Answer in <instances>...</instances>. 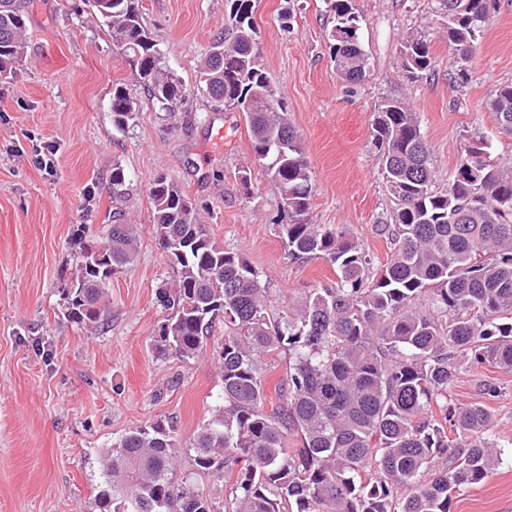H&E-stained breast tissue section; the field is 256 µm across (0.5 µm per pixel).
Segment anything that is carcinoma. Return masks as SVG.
<instances>
[{
	"label": "carcinoma",
	"mask_w": 512,
	"mask_h": 512,
	"mask_svg": "<svg viewBox=\"0 0 512 512\" xmlns=\"http://www.w3.org/2000/svg\"><path fill=\"white\" fill-rule=\"evenodd\" d=\"M148 100L166 112L185 96L144 24L139 0H87ZM225 36L199 66L198 91L220 112L238 108L251 134L254 164L288 217V258L327 259L336 283L274 306L259 271L241 251L216 243L195 203L174 179L148 183L159 246L176 271L161 292L166 315L153 342L161 356L190 360L224 322L219 352L223 389L213 415L190 442L195 470L227 475L228 512H450L452 495L490 477L501 464L490 435L491 381L477 400L452 388L475 366L512 368V156L494 157L471 137L448 187L437 171L417 114L402 99L374 107L372 143L395 207L375 225L393 245L382 269L344 227L310 221L312 172L302 138L288 120L259 61L254 0H226ZM337 78L359 84L369 58L359 38L355 0H324ZM456 78L470 60L496 0H436ZM25 0H0V77L26 48ZM400 59L407 78L431 70L425 36L407 33ZM112 91V125L127 129L136 108ZM512 137V84L488 103ZM112 202L130 180L112 164ZM137 256V228L112 210L99 240L82 243L63 307L86 327L104 321L112 276ZM288 355L285 376L267 399L264 357ZM295 440L297 447H288ZM177 444L161 421L124 435L104 453L97 512H214L199 488L173 481Z\"/></svg>",
	"instance_id": "obj_1"
}]
</instances>
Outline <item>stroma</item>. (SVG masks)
Here are the masks:
<instances>
[{"mask_svg":"<svg viewBox=\"0 0 512 512\" xmlns=\"http://www.w3.org/2000/svg\"><path fill=\"white\" fill-rule=\"evenodd\" d=\"M147 28L181 78L177 111L153 105L122 54L90 15L86 0H28L26 51L0 78V512H96L101 457L121 436L162 420L178 446L176 481L199 485L224 512L223 478L197 476L187 445L212 416L223 381L219 346L197 358L156 355L153 336L165 312L159 290L175 274L160 248L148 183L175 179L194 201L218 244L243 251L273 299L302 296L334 283L327 260L291 261L283 214L264 174L253 166L250 132L238 110L212 111L197 91L198 64L224 31L225 0H140ZM360 40L370 73L347 86L331 59L324 0H255L260 61L299 131L313 175L310 218L343 225L374 267L391 255L374 227L390 217L389 199L371 140L372 113L384 98L416 112L445 187L466 138L483 137L493 155L512 154L487 104L512 84V0L497 9L455 81L434 0H356ZM424 31L433 60L416 82L404 77L402 37ZM137 104L126 130L112 128V89ZM57 148L53 172L35 161L43 144ZM120 161L132 181L124 202L138 227L137 258L114 275L103 325L90 329L64 314L62 291L81 244L77 225L102 237L112 217L109 178ZM251 168L252 188L239 172ZM495 382L492 433L503 462L464 489L451 512H512V369L471 368L453 388L456 401Z\"/></svg>","mask_w":512,"mask_h":512,"instance_id":"1","label":"stroma"}]
</instances>
